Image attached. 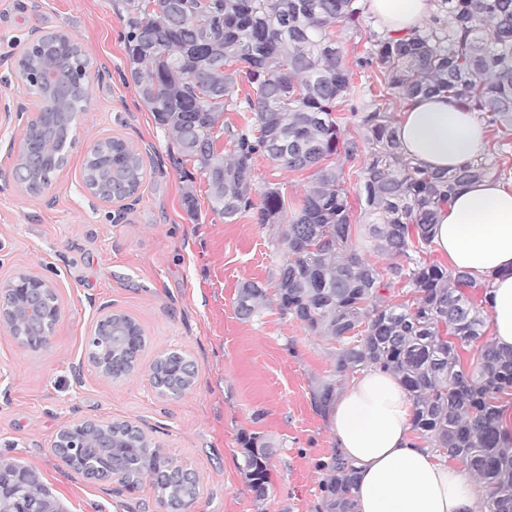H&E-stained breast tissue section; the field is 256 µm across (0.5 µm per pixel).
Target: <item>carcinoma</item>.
Instances as JSON below:
<instances>
[{"label": "carcinoma", "mask_w": 512, "mask_h": 512, "mask_svg": "<svg viewBox=\"0 0 512 512\" xmlns=\"http://www.w3.org/2000/svg\"><path fill=\"white\" fill-rule=\"evenodd\" d=\"M448 18L432 14L411 36H382L357 62L379 71L381 97L402 102L438 94L466 104L504 138L512 134V0H442ZM129 13L127 50L131 79L155 123L195 159L207 180L213 213L232 222L244 213L258 224H282L284 259L274 294L247 282L236 302L248 321L272 299L283 317L338 344L336 376L366 367L393 374L412 401V430L428 447L460 462L483 484L482 512H512V426L504 420L512 399V350L484 340L483 300L490 279L477 278L428 259L434 219L456 191L487 177L507 178L499 142L493 151L444 174L429 172L401 149L395 113L382 103L352 113L368 147L360 175L364 218L373 251L397 258L378 269L354 252L345 171L322 164L338 155L358 156L359 143L346 138L336 115L350 94V69L331 27L358 30V0H125ZM44 51L62 91L59 112L85 110L91 97L89 60L75 45L55 36ZM248 84V91L241 85ZM251 112L254 121L237 128L224 121L231 150L214 147L215 115ZM38 158V179L49 183L66 138L59 120L25 131ZM290 170H313L302 202L293 211L279 188L253 183L257 156ZM140 154L122 139L100 145L84 163V183L96 193L136 191L143 180ZM261 202L255 204L254 195ZM118 337L112 359L133 355L136 323L123 316L102 324ZM475 350L465 367L458 348ZM153 378L165 389L184 392L194 372L182 357L154 363ZM336 386L314 394L326 412ZM112 438L117 480L129 490L152 477L159 502L181 508L197 498L185 479L162 481L158 468H180L135 427L116 423L97 430ZM245 482L258 500L269 489V445L257 434L242 441ZM332 475L320 487L325 512H355L356 468L334 455ZM24 470L27 482L10 477ZM50 499L31 469L4 460L0 466V512H24L28 499Z\"/></svg>", "instance_id": "1"}]
</instances>
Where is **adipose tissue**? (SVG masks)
<instances>
[{
    "instance_id": "1",
    "label": "adipose tissue",
    "mask_w": 512,
    "mask_h": 512,
    "mask_svg": "<svg viewBox=\"0 0 512 512\" xmlns=\"http://www.w3.org/2000/svg\"><path fill=\"white\" fill-rule=\"evenodd\" d=\"M382 32L417 29L432 0H366ZM395 136L404 153L448 172L482 152L485 134L462 102L426 95L404 102ZM433 250L452 268L491 279L493 340L512 347V181L483 179L458 191L436 218ZM412 403L391 373L368 368L331 411L338 455L358 472L356 512H479L473 480L412 434Z\"/></svg>"
}]
</instances>
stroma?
<instances>
[{
    "mask_svg": "<svg viewBox=\"0 0 512 512\" xmlns=\"http://www.w3.org/2000/svg\"><path fill=\"white\" fill-rule=\"evenodd\" d=\"M124 0H0V99L22 105V119L0 128V281L27 272L53 282L61 318L50 343L22 347L0 330V457L36 470L64 512H170L150 480L127 490L72 470L52 444L72 419L126 421L194 471L190 512H323L320 483L336 446L329 415L313 393L334 375V341L308 332L276 305L250 321L235 306L244 283L273 288L282 258V227L250 214L224 222L209 203L194 159L155 124L130 77ZM63 31L88 57L91 99L81 114L66 165L41 193L13 175L15 151L39 108L18 78L33 35ZM351 63L345 111L378 100L376 66H358L378 33L337 26ZM118 137L140 153L144 179L121 219L84 185L87 147ZM311 180L256 157L257 188L277 185L296 207ZM197 208L188 213L185 194ZM132 317L147 339L139 367L120 382L91 369L75 374L104 306ZM178 350L194 361V385L164 397L150 377L157 355ZM272 449L270 490L255 501L240 472L242 436Z\"/></svg>",
    "mask_w": 512,
    "mask_h": 512,
    "instance_id": "obj_1",
    "label": "stroma"
}]
</instances>
